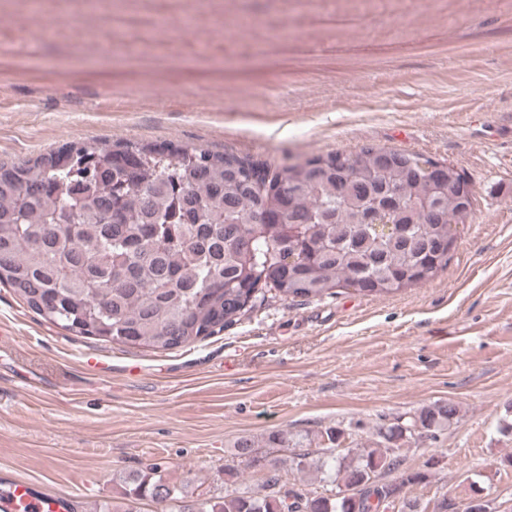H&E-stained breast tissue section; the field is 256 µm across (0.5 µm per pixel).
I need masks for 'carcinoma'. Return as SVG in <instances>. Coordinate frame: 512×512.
Segmentation results:
<instances>
[{"instance_id":"1","label":"carcinoma","mask_w":512,"mask_h":512,"mask_svg":"<svg viewBox=\"0 0 512 512\" xmlns=\"http://www.w3.org/2000/svg\"><path fill=\"white\" fill-rule=\"evenodd\" d=\"M421 162L375 145L271 167L172 143L71 142L0 164V283L66 331L162 351L223 331L272 291L292 300L335 288L398 292L447 265L453 226L472 206L471 186L454 166L442 165L445 184L434 193ZM380 217L398 234L379 235ZM49 225L58 233L46 235ZM456 413L451 403L424 408L377 429L383 447L351 457L293 454L297 471L332 479L345 488L341 497L299 485L287 503L277 467L253 493L230 488L238 472L226 471L224 495L205 497L155 460L120 475L124 496L96 512H137L141 500L175 503L177 512H390L389 497L429 472L384 482L371 474L399 468L392 444L417 431L433 435Z\"/></svg>"}]
</instances>
